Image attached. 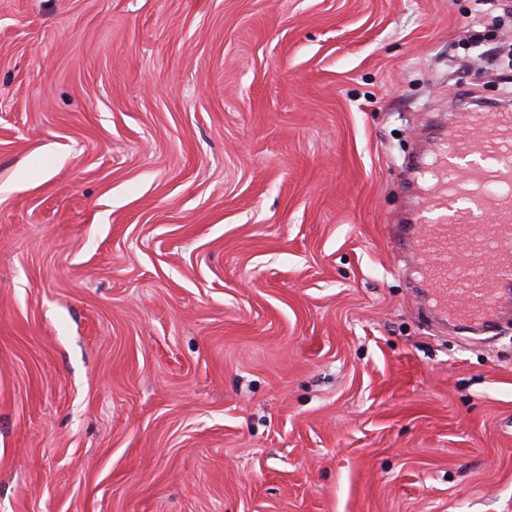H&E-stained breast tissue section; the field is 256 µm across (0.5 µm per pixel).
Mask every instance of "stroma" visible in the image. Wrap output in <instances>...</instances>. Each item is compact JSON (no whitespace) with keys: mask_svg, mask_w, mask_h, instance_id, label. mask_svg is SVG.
<instances>
[{"mask_svg":"<svg viewBox=\"0 0 512 512\" xmlns=\"http://www.w3.org/2000/svg\"><path fill=\"white\" fill-rule=\"evenodd\" d=\"M474 0H0V512H512V322L388 226L512 77Z\"/></svg>","mask_w":512,"mask_h":512,"instance_id":"stroma-1","label":"stroma"}]
</instances>
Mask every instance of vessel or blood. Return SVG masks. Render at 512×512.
<instances>
[{
  "mask_svg": "<svg viewBox=\"0 0 512 512\" xmlns=\"http://www.w3.org/2000/svg\"><path fill=\"white\" fill-rule=\"evenodd\" d=\"M456 155L480 163L460 166ZM416 166L431 183L419 206L442 220L393 224L391 237L413 248L418 282L442 321L491 330L502 299L512 297V113L449 126Z\"/></svg>",
  "mask_w": 512,
  "mask_h": 512,
  "instance_id": "obj_1",
  "label": "vessel or blood"
}]
</instances>
